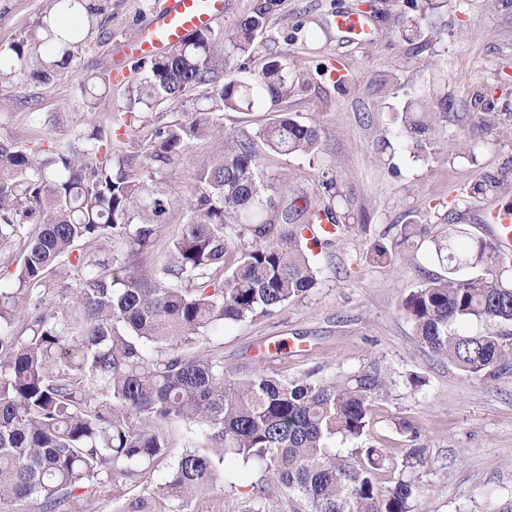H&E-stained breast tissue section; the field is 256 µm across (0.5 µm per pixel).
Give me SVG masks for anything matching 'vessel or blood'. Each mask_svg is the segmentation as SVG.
Here are the masks:
<instances>
[{"label": "vessel or blood", "mask_w": 512, "mask_h": 512, "mask_svg": "<svg viewBox=\"0 0 512 512\" xmlns=\"http://www.w3.org/2000/svg\"><path fill=\"white\" fill-rule=\"evenodd\" d=\"M226 7V0H169L165 11L127 41L121 53L133 60L158 55L179 42L188 32L214 25L223 17ZM336 28L353 37L371 32L367 16L360 13L337 15ZM492 214L502 246H512V208L496 207Z\"/></svg>", "instance_id": "vessel-or-blood-1"}]
</instances>
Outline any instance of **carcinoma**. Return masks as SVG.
<instances>
[{
    "mask_svg": "<svg viewBox=\"0 0 512 512\" xmlns=\"http://www.w3.org/2000/svg\"><path fill=\"white\" fill-rule=\"evenodd\" d=\"M280 0H255L232 27L189 32L166 52L140 61L120 84L129 127L168 107L175 118L143 143L151 166L133 174L95 126L83 149L22 150L0 141V250L24 237L13 273L0 290V512H218L210 499L232 454L263 473L241 512H416L411 473L424 449L410 450L395 475L383 449L340 456L330 440H358L391 380L373 364L344 376L278 379L257 367L224 365L201 341L230 323L269 317L307 298L319 270L308 244L330 245L349 232L332 200L336 181L313 191L270 180L267 155L311 156L320 128L285 104L314 76L289 70L276 49L271 16ZM93 0H49L35 25L0 60V83H49L67 73L97 24ZM265 49L252 77H228L231 62ZM112 93V79L84 84L86 108ZM418 96L396 113L417 152L438 155L469 141L439 137ZM257 103L274 114L254 132L225 136L224 155L202 166L167 260L146 274L130 257L154 246L173 203L156 180L190 143L224 130L225 112ZM321 221L325 239L307 238ZM30 225L32 230L22 233ZM426 227L403 224L399 243ZM461 224L433 239L446 275L404 296L399 308L421 343L468 379L512 372V258L493 239L467 241ZM112 241L115 252L91 249ZM74 297L45 307L68 273ZM476 321L482 329L461 333ZM196 426L203 448L170 454L168 425Z\"/></svg>",
    "mask_w": 512,
    "mask_h": 512,
    "instance_id": "cac0c4a2",
    "label": "carcinoma"
}]
</instances>
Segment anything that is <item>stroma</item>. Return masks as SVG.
<instances>
[{
	"label": "stroma",
	"mask_w": 512,
	"mask_h": 512,
	"mask_svg": "<svg viewBox=\"0 0 512 512\" xmlns=\"http://www.w3.org/2000/svg\"><path fill=\"white\" fill-rule=\"evenodd\" d=\"M98 23L80 56L60 79L0 86V140L31 150L81 148L89 122L112 129L114 148L131 170L148 164L140 136L117 125L119 94L84 106L82 84L116 65L131 68L119 50L140 28L164 11L168 0H95ZM47 0H0V52L8 53L35 23ZM366 14L376 30L372 41L348 40L336 32L335 15ZM419 24L431 37L420 46L404 32ZM320 28L310 44L299 26ZM273 30L278 46L297 70L320 72L321 87L298 93L290 113L315 121L321 144L315 157L272 155L264 162L270 177L314 188L335 179L349 232L333 245L312 247L319 285L301 303L285 305L274 316L225 327L203 342L201 351L224 355L225 364L262 366L292 379L308 372L345 375L375 362L394 373L395 383L373 407L374 423L361 445L373 444L402 460L413 444L403 425L418 428L425 459L413 473L423 512H484L488 500H512V374L492 381L463 377L448 361L432 356L398 308L402 297L431 277L444 275L432 243L449 224H461L470 238H491L484 215L489 205L512 206V128L497 124L512 113V12L496 0H447L431 11L424 0H281ZM346 82L335 86L337 75ZM483 86L474 98V86ZM426 95L432 111L447 110L437 121L449 133L460 117L483 113L490 128L474 130L471 148L440 159L409 149L394 134L395 112L414 94ZM223 136L191 143L158 174L174 202L161 225L156 246L138 256V269L153 270L166 259L183 217L186 187L195 172L223 155ZM485 177L507 180V192L472 197ZM422 222L427 237L406 248L402 260L384 266L365 259L374 245L394 248L401 225ZM283 353H276V346ZM424 387L409 383L410 375ZM259 470L226 458L216 488L224 512H239Z\"/></svg>",
	"instance_id": "obj_1"
}]
</instances>
